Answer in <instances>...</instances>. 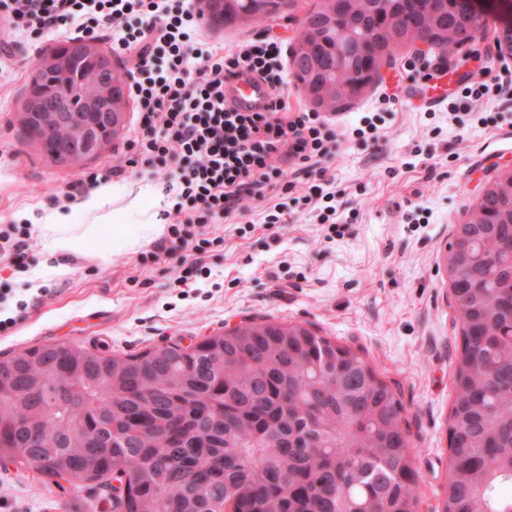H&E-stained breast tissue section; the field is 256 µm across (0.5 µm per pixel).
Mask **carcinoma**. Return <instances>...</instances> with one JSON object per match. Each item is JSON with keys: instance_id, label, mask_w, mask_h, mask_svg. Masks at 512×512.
Wrapping results in <instances>:
<instances>
[{"instance_id": "cac0c4a2", "label": "carcinoma", "mask_w": 512, "mask_h": 512, "mask_svg": "<svg viewBox=\"0 0 512 512\" xmlns=\"http://www.w3.org/2000/svg\"><path fill=\"white\" fill-rule=\"evenodd\" d=\"M217 27H250L287 0H223ZM383 30L370 14L358 29L382 60L402 29L446 55L450 30L480 29L469 0L436 21L424 0H400ZM321 78L340 88L359 61L340 65L323 29ZM98 46L82 71L35 69L24 95L46 82L61 94L91 87ZM81 133L59 127L40 146ZM482 222L445 255L461 304L465 354L455 373L452 477L442 512H512V193L485 190ZM401 403L365 358L300 323L247 322L190 348L101 354L44 344L0 358V456L46 476L66 473L111 491L112 512H415L411 441ZM245 490L240 497L233 491Z\"/></svg>"}]
</instances>
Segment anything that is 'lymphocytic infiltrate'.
<instances>
[{"label": "lymphocytic infiltrate", "mask_w": 512, "mask_h": 512, "mask_svg": "<svg viewBox=\"0 0 512 512\" xmlns=\"http://www.w3.org/2000/svg\"><path fill=\"white\" fill-rule=\"evenodd\" d=\"M0 23L18 37L103 38L131 57L129 88L140 120L132 155L127 165L68 185L62 198L77 203L131 166L164 173L174 194L153 256L179 253L190 272L204 271L215 243L211 225L240 223L255 201L265 205V223H287L278 199L301 185L306 201L323 202L320 222L332 223L336 192L327 161L338 134L321 113L289 109L279 42L219 49L201 35L194 0H0ZM242 75L271 90L263 110L242 112L227 99L226 84ZM31 239V225L1 224L0 265L27 272Z\"/></svg>", "instance_id": "lymphocytic-infiltrate-1"}]
</instances>
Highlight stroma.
<instances>
[{
  "label": "stroma",
  "mask_w": 512,
  "mask_h": 512,
  "mask_svg": "<svg viewBox=\"0 0 512 512\" xmlns=\"http://www.w3.org/2000/svg\"><path fill=\"white\" fill-rule=\"evenodd\" d=\"M321 0H290L262 25L216 30L210 42L232 49L277 39L291 51L306 15ZM496 14L482 20L471 54L449 62L398 52L348 109L331 113L339 146L330 162L336 231L328 233L304 199L284 195L289 218L271 230L260 212L214 235L208 273L180 285V258L150 259L167 230L165 182L131 175L108 183L96 207L53 204L69 184L122 159L138 134L129 106L124 127L97 158L78 167L46 161L21 133L22 94L46 46L39 34L16 40L0 25V225L33 224L29 273L0 268L17 298L33 301L25 322L0 333V357L46 343L140 353L190 343L249 320L299 322L360 350L402 404L399 421L415 450L416 512H442L451 478L449 425L461 354L458 310L443 264L456 225L468 221L484 189L512 165V94L489 95L449 111L448 101L502 56ZM439 95L438 104L427 105ZM381 115L377 141L350 133ZM72 227L71 250L51 251L56 214ZM122 235L132 248L116 251ZM47 296H39V289ZM98 493L60 491L33 469L0 466V502L17 512H101Z\"/></svg>",
  "instance_id": "stroma-1"
}]
</instances>
